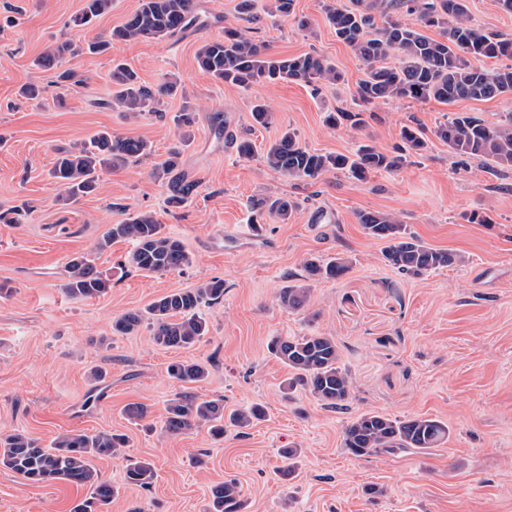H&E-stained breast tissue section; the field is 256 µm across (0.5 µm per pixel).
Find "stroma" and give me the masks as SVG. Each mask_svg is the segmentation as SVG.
<instances>
[{
	"label": "stroma",
	"mask_w": 512,
	"mask_h": 512,
	"mask_svg": "<svg viewBox=\"0 0 512 512\" xmlns=\"http://www.w3.org/2000/svg\"><path fill=\"white\" fill-rule=\"evenodd\" d=\"M201 26L179 40H138L69 63L74 79L37 60L58 42L83 45L103 38L138 7L113 0L87 26L73 19L84 0H0V214L22 211L19 223H0V435L22 431L49 445L60 433L110 431L127 435L118 455L93 459L117 493L108 512H204L213 486L237 480L246 512H512V171L496 174L479 161L462 167L447 144L430 138L423 156L394 173L361 183L345 174L311 185L269 169L260 159L287 129L320 153H350L360 143L383 152L413 123L434 130L446 116L497 121L512 111V95L451 104L393 102L360 129L328 128L326 113L354 110L365 66L339 41L324 0H295L288 19L257 10L238 14V0H203ZM309 22L301 29L298 19ZM248 31L282 56L316 53L341 72L319 90L291 81L243 90L212 79L196 62L201 44L225 28ZM155 87L178 81L180 96L163 98L156 111L125 120L112 107L113 61ZM40 88L38 99L21 95ZM268 102L273 121L253 126V103ZM196 112L183 147V169L198 183L185 207L169 209L165 180L154 166L179 144L173 118ZM110 130L153 145L144 162L102 173L98 190L74 203L60 199L49 175L58 150ZM252 140L256 155L242 158L235 138ZM180 145V144H179ZM285 196L298 208L285 224L255 229L251 201ZM362 210L393 212L434 248L463 255L464 263L421 277L386 266L380 241L357 220ZM138 211L153 212L180 238L191 263L165 275L122 273L132 250L127 240L106 250L95 244L110 225ZM486 216L469 222L471 212ZM90 253L111 275L100 297L77 301L63 290L68 258ZM341 255L349 271L317 282L315 320L279 306L277 294L307 254ZM218 277L221 302L202 307L209 333L188 350L157 345L149 327L129 336L112 333L114 317L142 310L158 297ZM335 337L353 394L343 411L325 408L309 393L283 396L288 367L269 354L276 336ZM193 360L209 371L185 385L167 367ZM102 368L106 398L92 410L83 403ZM190 391L219 400L225 411L259 404L264 420L214 440L207 428L168 434L161 426L171 396ZM148 405L136 423L124 409ZM364 411L393 418H437L450 435L442 447L399 457H356L343 446L347 422ZM298 449L295 459L285 449ZM150 462V488L126 484L128 459ZM87 488L28 482L0 468V512H70Z\"/></svg>",
	"instance_id": "1"
}]
</instances>
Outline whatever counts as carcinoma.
Masks as SVG:
<instances>
[{
	"label": "carcinoma",
	"instance_id": "1",
	"mask_svg": "<svg viewBox=\"0 0 512 512\" xmlns=\"http://www.w3.org/2000/svg\"><path fill=\"white\" fill-rule=\"evenodd\" d=\"M112 8V0H85L81 13L73 19L84 26ZM265 10L288 18L294 0H268ZM325 16L336 38L348 45L365 64L366 74L357 85L360 110L338 109L325 116L330 128L348 125L366 126L363 113L375 116L374 108L390 102H427L450 104L464 99H492L512 93V65L486 69L477 64L482 58L512 59V38L486 34L474 28L468 18L467 0H352L350 7L324 5ZM203 12L199 0H139V7L124 23L112 28L108 39L88 45L91 53L103 52L114 45L137 39L175 40L197 25ZM382 19L377 24L376 18ZM426 27L442 29L439 39L424 34ZM81 48L70 41L57 44L41 58L44 67H58L76 57ZM200 69L210 77L248 90L262 82L302 81L313 88L340 79L339 72L323 57L311 53L276 56L236 28H224V36L205 41L197 52ZM116 86L113 108L125 117L136 118L149 112L164 95L176 94L178 84L168 81L157 88L143 84L137 73L119 62L112 68ZM253 122L267 127L272 110L266 103L251 109ZM436 138L448 144L461 163L468 160L487 162L492 168L512 170V111L496 122L475 116H457L436 125ZM401 143L393 153H384L363 143L350 153H319L307 148L298 134L283 131L269 143L262 162L280 175L311 184L330 173H347L364 182L379 172H396L409 158L421 156L429 138L419 125L404 126ZM153 151L142 138L101 131L89 141L59 152L51 176L65 189L63 200L75 201L96 192L100 174L141 161ZM156 172L167 179L168 204L181 207L192 195L196 182L182 169V152L173 148L158 165ZM298 203L282 196L265 195L252 206V223L268 219L286 224ZM365 233L384 244L381 255L388 267L411 277L461 263L457 254L429 246L407 232L399 215L379 210L357 214ZM117 239H127L134 248L121 262L131 268L156 275L180 270L191 262L183 242L164 231L155 215L148 211L128 214L112 224L98 240L104 250ZM303 274L287 277L278 301L290 310L309 306L314 284L337 279L350 269L349 261L338 255L325 261L310 256L302 261ZM112 288L111 279L97 269L86 254H76L65 264L64 291L76 300L99 297ZM224 298V280L212 278L192 289L177 290L153 301L145 311H128L112 320V334L128 336L142 325L152 330L156 344L167 349H189L209 331L199 313L203 305ZM269 353L291 371L286 389L309 393L325 408L342 410L350 401L353 384L349 371L342 366L341 350L332 336L322 334L274 337ZM169 375L181 383H196L207 377L205 365L179 360L168 367ZM265 417V409L255 404L224 415V405L217 400H198L179 392L168 400L162 429L179 434L195 426H207L213 438L221 439L230 426L244 429ZM448 424L428 417L392 419L367 411L350 420L343 431V447L356 457L381 453L423 452L439 448L448 441ZM127 445L123 434L102 431L95 434L69 432L57 436L50 447L24 432L0 436V466L33 483L86 486L90 494L75 504L70 512H106L116 490L99 479L91 459L110 457ZM155 478L154 467L144 461L129 460L126 482L143 489ZM246 501L234 479L211 489L207 512H244Z\"/></svg>",
	"mask_w": 512,
	"mask_h": 512
}]
</instances>
